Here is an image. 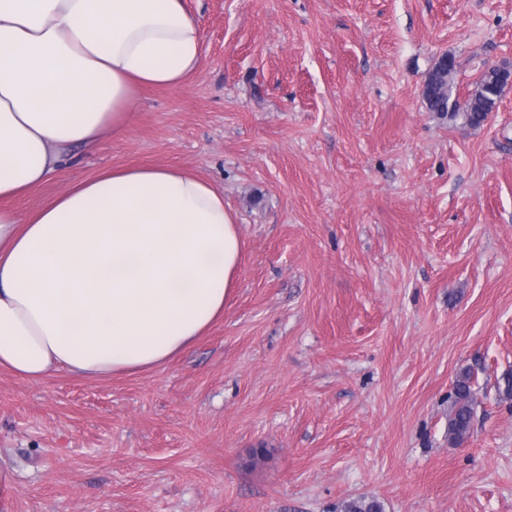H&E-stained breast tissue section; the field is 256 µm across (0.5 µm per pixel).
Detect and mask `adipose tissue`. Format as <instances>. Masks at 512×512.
I'll list each match as a JSON object with an SVG mask.
<instances>
[{"label":"adipose tissue","instance_id":"ef3b65f1","mask_svg":"<svg viewBox=\"0 0 512 512\" xmlns=\"http://www.w3.org/2000/svg\"><path fill=\"white\" fill-rule=\"evenodd\" d=\"M203 58L186 0H0V369L149 371L223 318L246 242L209 180L109 167L32 213L13 206L126 133L139 88H184Z\"/></svg>","mask_w":512,"mask_h":512}]
</instances>
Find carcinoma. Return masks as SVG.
I'll return each mask as SVG.
<instances>
[{
  "label": "carcinoma",
  "mask_w": 512,
  "mask_h": 512,
  "mask_svg": "<svg viewBox=\"0 0 512 512\" xmlns=\"http://www.w3.org/2000/svg\"><path fill=\"white\" fill-rule=\"evenodd\" d=\"M428 81L432 84V91L425 95L428 109L440 116H460L471 125L485 121L504 88V84L486 72L479 81L476 95L462 107L458 100L452 98L453 83L448 81V71L437 67L430 73ZM471 383L472 373L466 370L454 384L448 439L456 445L466 441L471 431L474 404ZM340 512H383V505L377 500L361 497L343 502Z\"/></svg>",
  "instance_id": "obj_1"
}]
</instances>
